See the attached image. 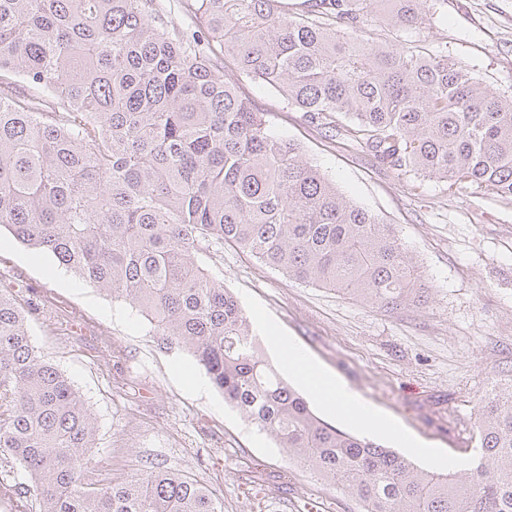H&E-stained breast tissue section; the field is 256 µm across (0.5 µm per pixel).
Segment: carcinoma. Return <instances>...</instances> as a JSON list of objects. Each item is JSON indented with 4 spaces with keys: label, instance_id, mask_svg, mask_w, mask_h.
Segmentation results:
<instances>
[{
    "label": "carcinoma",
    "instance_id": "carcinoma-1",
    "mask_svg": "<svg viewBox=\"0 0 512 512\" xmlns=\"http://www.w3.org/2000/svg\"><path fill=\"white\" fill-rule=\"evenodd\" d=\"M187 35L155 0H0V229L52 254L147 320L159 347L189 353L288 462L359 512H512V382L484 398L478 459L427 472L319 418L266 360L249 318L204 261L231 243L284 276L377 309L428 307L432 286L393 224L347 200L295 141L212 65L241 74L378 162L512 200V95L439 48L384 45L367 17L429 28L437 0H188ZM34 90L19 97L15 79ZM57 99L48 112L42 95ZM95 423L38 354L17 299L0 289V477L15 512H224L184 474L140 469L86 483Z\"/></svg>",
    "mask_w": 512,
    "mask_h": 512
}]
</instances>
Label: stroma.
<instances>
[{
  "label": "stroma",
  "instance_id": "1",
  "mask_svg": "<svg viewBox=\"0 0 512 512\" xmlns=\"http://www.w3.org/2000/svg\"><path fill=\"white\" fill-rule=\"evenodd\" d=\"M382 43L446 48L485 84L512 95V0H444L433 28L372 25ZM225 78L296 140L350 201L396 225L433 287L429 308L387 312L288 279L232 246L207 265L251 321L266 320L363 400L448 457L470 458L475 419L495 383L512 381V201L471 185L387 168L334 130L310 122L264 84ZM0 286L29 307L37 350L97 419L89 482L157 467L211 489L224 512H354L336 486L289 465L249 426L187 353L160 350L146 320L86 284L52 255L0 232Z\"/></svg>",
  "mask_w": 512,
  "mask_h": 512
}]
</instances>
